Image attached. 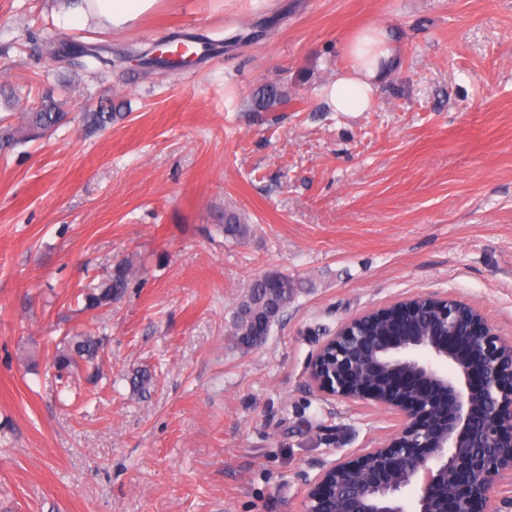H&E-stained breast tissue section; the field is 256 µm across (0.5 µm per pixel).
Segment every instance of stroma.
Wrapping results in <instances>:
<instances>
[{
	"mask_svg": "<svg viewBox=\"0 0 512 512\" xmlns=\"http://www.w3.org/2000/svg\"><path fill=\"white\" fill-rule=\"evenodd\" d=\"M62 7L0 0V119L48 91L123 117L0 154V512H299L325 469L399 427L314 388L318 339L426 293L512 339V0H163L120 33L62 27ZM372 23L397 59L371 109L333 111L322 90ZM49 33L128 57L70 70ZM191 37L219 48L173 71L133 55ZM271 82L291 102L252 111ZM228 209L243 238L221 232ZM124 257L139 280L85 309ZM273 270L303 286L239 349L233 311ZM81 330L106 339L95 383L52 366Z\"/></svg>",
	"mask_w": 512,
	"mask_h": 512,
	"instance_id": "obj_1",
	"label": "stroma"
}]
</instances>
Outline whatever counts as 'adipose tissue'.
<instances>
[{
	"instance_id": "1",
	"label": "adipose tissue",
	"mask_w": 512,
	"mask_h": 512,
	"mask_svg": "<svg viewBox=\"0 0 512 512\" xmlns=\"http://www.w3.org/2000/svg\"><path fill=\"white\" fill-rule=\"evenodd\" d=\"M161 0H74L59 15L63 26H92L107 32L133 27L159 7ZM352 65L338 71L325 87L327 104L337 112H364L374 102L396 53V37L382 25L366 28L348 46Z\"/></svg>"
}]
</instances>
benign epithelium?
Returning a JSON list of instances; mask_svg holds the SVG:
<instances>
[{"label": "benign epithelium", "mask_w": 512, "mask_h": 512, "mask_svg": "<svg viewBox=\"0 0 512 512\" xmlns=\"http://www.w3.org/2000/svg\"><path fill=\"white\" fill-rule=\"evenodd\" d=\"M385 331L365 335L362 323ZM310 378L327 397L371 401L397 433L314 482L300 512H512V340L481 311L427 294L352 317L321 341Z\"/></svg>", "instance_id": "obj_1"}]
</instances>
